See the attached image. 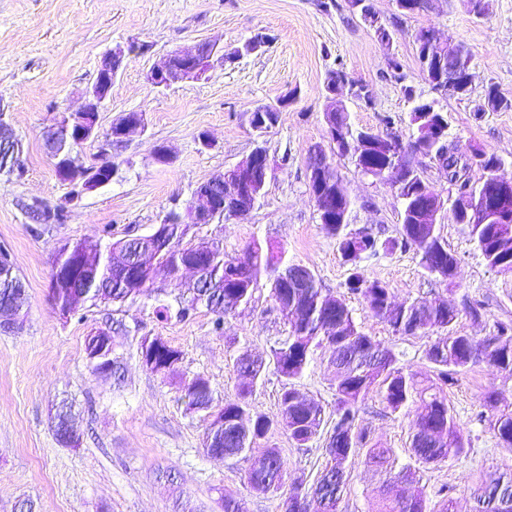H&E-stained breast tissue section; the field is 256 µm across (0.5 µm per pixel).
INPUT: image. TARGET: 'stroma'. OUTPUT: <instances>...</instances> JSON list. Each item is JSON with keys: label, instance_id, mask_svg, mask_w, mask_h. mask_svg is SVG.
Here are the masks:
<instances>
[{"label": "stroma", "instance_id": "obj_1", "mask_svg": "<svg viewBox=\"0 0 512 512\" xmlns=\"http://www.w3.org/2000/svg\"><path fill=\"white\" fill-rule=\"evenodd\" d=\"M381 23L393 33L390 46L354 12L349 0H0V102L21 140L23 177L0 173V248L7 250L26 287L28 318L19 332L0 330V512H19L22 500L36 512H172L176 497L191 500L198 512H224L233 496L244 512H281L283 497L250 489V460L211 458L203 449L207 423L188 410L182 380L205 376L216 397L235 398L242 381L236 359L242 352L269 355L288 334L284 317L268 288L238 309L215 331L214 314L198 306L189 317L158 320L161 304L177 309L178 299L195 276L160 278L157 288L122 305L79 303L64 316L50 296L53 260L68 240L104 245L152 232L172 213H184L196 186L225 172L264 144L275 170L264 195L241 220L202 224L197 237L238 255L252 242L282 248L288 262L312 270L325 293L344 292L347 267L335 238L323 230L308 189L314 146L326 143L323 82L329 70L369 84L374 103L346 102L351 123L382 130L392 116V132L410 140V103L405 88L429 93L419 68L415 35L432 27L469 48L474 76L471 98L447 96L440 104L448 119V138L461 152L479 146L493 151L512 172V111L488 112L475 119L473 106L488 88L512 97V0H483L475 17L468 0H437L425 12L403 17L391 0H371ZM257 35L267 41L252 52L243 46ZM210 42L224 62L200 79L157 89L146 74L168 52ZM128 48L123 70L100 114V137L77 150L81 164L102 161L103 137L112 123L131 111L143 112V130L113 146L119 173L110 185L66 204L69 191L47 155L43 134L59 111L79 109L83 91L96 76L103 53ZM402 65V80L387 69L388 57ZM288 106H281V99ZM280 105L277 123L263 136L250 126V112ZM211 148H202L199 134ZM167 146L168 163L156 162L155 146ZM339 177L353 200L351 229L372 228L380 239L397 237L402 201L390 182L362 176L345 157H335ZM66 206L61 224H36L30 205ZM440 234L458 258L452 285L426 274L412 249L380 251L363 261L365 276L386 283L395 302L447 299L457 308L456 328L476 337L492 335L498 323L512 324V276L491 269L465 226L447 213L436 218ZM361 331L394 351L400 365L422 382L435 377L425 357L434 334L393 335L357 297L347 298ZM481 304L479 317L469 307ZM112 332V358L118 373H99L86 351V338ZM159 337L182 353L180 376L166 377L141 361L144 337ZM283 379L267 367L249 399L252 413L273 423L261 448L280 452L288 481L311 486L324 469V448L333 430L336 369L329 350H315L297 388L323 409L319 433L297 447L279 424L278 398ZM500 393L512 405V374L485 363L456 375L444 392L451 412L468 439L466 455L435 465H414L407 494L424 493L431 503L453 498L456 512H471L472 489L489 474L512 464V448L499 444L481 422L482 397ZM76 415L77 446L61 444L51 426L61 402ZM410 406L391 412L378 395L359 405V424L367 432L366 449L349 464L340 512H375L377 492L387 479L369 464L367 448L391 449L396 466L411 463ZM412 464V463H411Z\"/></svg>", "mask_w": 512, "mask_h": 512}]
</instances>
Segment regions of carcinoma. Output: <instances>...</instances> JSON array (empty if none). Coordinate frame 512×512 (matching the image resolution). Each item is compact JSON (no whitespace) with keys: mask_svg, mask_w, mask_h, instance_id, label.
Listing matches in <instances>:
<instances>
[{"mask_svg":"<svg viewBox=\"0 0 512 512\" xmlns=\"http://www.w3.org/2000/svg\"><path fill=\"white\" fill-rule=\"evenodd\" d=\"M497 91L489 89L485 98L474 106L475 114L512 110V101L506 105L496 103ZM431 116L424 109L427 102L415 101L410 112V125L415 129L412 144L440 168L453 156L454 147L444 141L433 145L425 139L424 128L430 120L439 128H447L448 122L438 102H433ZM336 126L345 129L348 138L362 136L364 129L353 127L347 108L340 106L334 112ZM358 171L387 164L382 153L368 157L347 155ZM499 162L496 154L483 149H474V154L459 161L458 167L448 176L458 184L462 193L473 192L478 184L470 182L463 171L476 165L483 171L495 169ZM325 188L336 193V205L332 214L336 222L323 225L324 230L336 239L342 260L348 266L345 281L347 293L362 299L365 306L386 323L392 333L411 336L419 331L439 333L426 350L427 359L436 366L434 384L422 387L415 374L397 366L395 353L363 333L355 322L346 300L323 293L314 273L306 270L309 286L296 288L285 272L293 264L284 261V252L265 249L261 244H250L243 256L224 253L217 247L209 252L208 268L203 278L196 280L190 288L191 297L184 301L177 315L189 316L202 304L216 315L215 325L221 327L224 317L242 306L250 305L261 281H266L276 305L288 299L301 307L300 320L290 322L288 336L271 350L269 359L253 357L243 353L237 358V370L246 381L239 387L236 398L223 402L215 400L209 381L194 376L183 381L184 399L188 409L203 412L208 420L205 450L208 455L234 458L242 454L253 457L246 479L256 492L270 493L280 490L285 484V472L279 452L275 448L256 451L254 445L265 438L272 429V422L264 415L250 414L248 398L262 381L268 363H273L284 378L279 396L281 425L290 438L299 446L306 445L320 429L322 408L314 403L305 405L296 401L299 390L297 380L306 372L315 349L325 345L333 353L336 365V422L325 448L327 463L317 481L306 495L313 500L311 512H338V507L348 481V463L356 450L366 445V434L358 426V403L369 394L380 395L392 412H401L414 401H419L420 411L412 422L410 451L416 462L430 465L442 462L450 456L466 452L461 434L443 387L454 380V374L471 365L485 362L509 374L512 373V326L498 324L496 334L477 338L455 330L458 310L448 308V301H439L440 309L425 313L426 304L410 300L395 305L388 286L378 280H369L364 275L361 262L383 249L397 247L415 248L420 253V264L433 278L451 283L456 277L458 258L448 249L446 242L433 224H414V206L422 200L420 186L424 178L418 168L406 171V189L399 192L403 208L399 237L379 240L370 228L348 230V216L352 202L339 194L343 181L336 166L326 170ZM176 230L172 249L160 254L155 265L175 277L188 253L193 251L192 241L185 240L188 225L181 222L171 225ZM471 240L483 255L489 267L504 265L512 272V210H508V223L469 224ZM84 283L81 297L93 303H124L136 298L134 289L122 279L121 271L112 267L109 251L86 260L79 272ZM11 290L22 298L24 284L14 271V265L6 260L0 262V296ZM140 349L153 354L155 367L152 371L165 376L176 375L182 360L180 350L159 337L144 338ZM484 406L490 410L488 422L499 442L512 447V409L500 408L496 392L488 393ZM414 475L411 467L405 466L389 476L380 490L379 507L376 512H455L454 500L449 497L436 509L423 494L406 497L400 484ZM474 512H512V468L491 477L473 492Z\"/></svg>","mask_w":512,"mask_h":512,"instance_id":"obj_1","label":"carcinoma"}]
</instances>
